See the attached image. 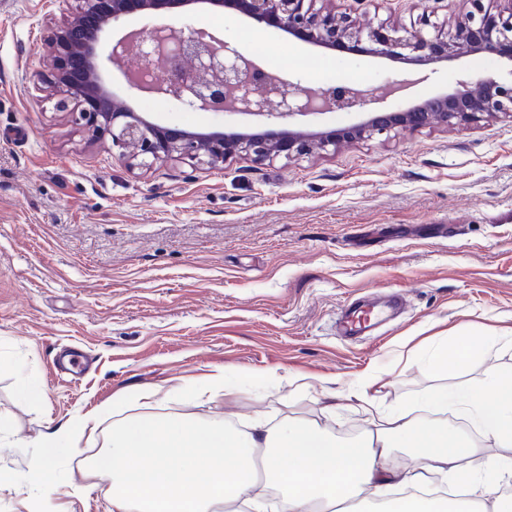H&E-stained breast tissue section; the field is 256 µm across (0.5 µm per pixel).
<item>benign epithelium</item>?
Returning a JSON list of instances; mask_svg holds the SVG:
<instances>
[{"label":"benign epithelium","instance_id":"obj_1","mask_svg":"<svg viewBox=\"0 0 512 512\" xmlns=\"http://www.w3.org/2000/svg\"><path fill=\"white\" fill-rule=\"evenodd\" d=\"M195 0H50L66 22L51 29L43 39L44 55L52 61L42 78L49 91L69 109L71 121L91 141L110 138L118 159L147 169L172 158L187 160L193 167L223 169L235 156L256 164L284 157L328 153L341 143L369 139L397 128L421 129L433 125L465 129L470 124L512 112V83L494 77L477 82L479 91L467 89L441 93L393 112L380 103L407 86L391 81L385 91L368 98L362 90L346 86L288 91L278 117L299 119L331 111L370 107L355 123L324 129L305 126L269 127L261 131L209 130L195 132L165 127L146 120L119 104L103 81L100 58L104 37L112 26L133 14H158L175 18ZM218 11L236 10L259 28H275L314 47L359 53L429 67L469 55L488 53L512 65V11L463 0L470 5L451 32L428 35L421 30L399 34L393 26L365 27L349 12L314 8V0H208ZM136 51L143 69L160 65L169 78L150 84L135 72L125 73L129 87L142 94L157 93L201 112L235 113L264 117L269 97L283 94L285 81L241 54L228 42L197 29L185 32L173 23H161L135 32L112 45L107 59L117 62Z\"/></svg>","mask_w":512,"mask_h":512}]
</instances>
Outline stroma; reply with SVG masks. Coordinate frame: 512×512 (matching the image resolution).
Instances as JSON below:
<instances>
[{
  "label": "stroma",
  "mask_w": 512,
  "mask_h": 512,
  "mask_svg": "<svg viewBox=\"0 0 512 512\" xmlns=\"http://www.w3.org/2000/svg\"><path fill=\"white\" fill-rule=\"evenodd\" d=\"M367 26L456 22L461 0H331ZM48 0H0V512H111L112 482L88 475L89 458L129 415L270 425L297 418L338 434L372 425L350 383L379 374L369 394L383 410L434 390L482 387L490 367L512 369L501 342L459 374L420 365L457 327L477 338L512 330V113L457 131L397 129L328 154L223 169L169 160L122 163L110 142L88 141L55 99L37 90L41 52L60 22ZM287 82L310 88L359 80L378 95L406 64L307 46L233 10L179 16ZM318 68H311V60ZM116 99L151 122L186 129H259L263 118L197 112L131 89L103 61ZM422 82L389 98V110L512 66L476 54L422 70ZM404 290L405 304L371 335H339L348 304ZM76 349L88 372L55 377ZM223 373L229 398L188 401L181 390ZM42 392L23 399L19 378ZM333 384L335 399L321 389ZM161 400L144 406L143 392ZM103 419L94 440L46 466L37 443L75 413ZM45 474L42 487L31 472Z\"/></svg>",
  "instance_id": "1"
}]
</instances>
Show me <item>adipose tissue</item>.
<instances>
[{
	"label": "adipose tissue",
	"instance_id": "obj_1",
	"mask_svg": "<svg viewBox=\"0 0 512 512\" xmlns=\"http://www.w3.org/2000/svg\"><path fill=\"white\" fill-rule=\"evenodd\" d=\"M492 344L457 331L437 344L427 370L444 376L465 367ZM485 388L459 396L428 394L418 402L379 410L368 390L374 379L353 382L357 408L373 425L359 440H340L320 427L288 420L275 428L258 417L247 431L221 422H188L178 414L131 417L113 427L88 471L112 480V512H213L215 506L259 504L266 490L280 494L278 512H335L354 498L384 500L401 483L422 486L443 478L467 492L494 495L501 478L466 447L443 416L458 408L492 446L512 451V370H488ZM100 422L76 414L65 428L38 443L46 461L58 460ZM410 449L412 474L401 472L394 449ZM469 470H461V460Z\"/></svg>",
	"mask_w": 512,
	"mask_h": 512
}]
</instances>
